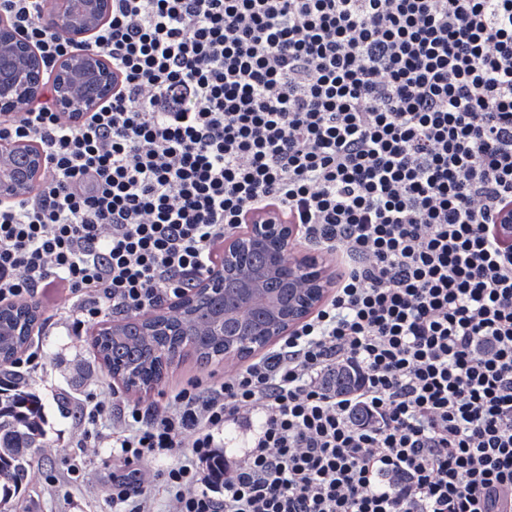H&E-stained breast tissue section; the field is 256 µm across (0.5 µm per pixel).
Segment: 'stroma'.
<instances>
[{
	"instance_id": "1",
	"label": "stroma",
	"mask_w": 512,
	"mask_h": 512,
	"mask_svg": "<svg viewBox=\"0 0 512 512\" xmlns=\"http://www.w3.org/2000/svg\"><path fill=\"white\" fill-rule=\"evenodd\" d=\"M41 344L45 366L31 383L44 405L46 435L39 447L29 451L31 470L26 488L19 493L17 512H112L105 501L112 479V469L105 463L109 451L78 447L69 418V407L86 389L104 393L116 389L129 403L148 404L163 400L177 384L223 368L221 361L202 364L188 354L169 366L151 391L140 394L120 390L97 355L91 335L72 336L59 322L42 335ZM74 467L82 473L75 482L68 475Z\"/></svg>"
}]
</instances>
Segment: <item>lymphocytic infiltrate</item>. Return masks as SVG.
<instances>
[{
	"instance_id": "f902f5d3",
	"label": "lymphocytic infiltrate",
	"mask_w": 512,
	"mask_h": 512,
	"mask_svg": "<svg viewBox=\"0 0 512 512\" xmlns=\"http://www.w3.org/2000/svg\"><path fill=\"white\" fill-rule=\"evenodd\" d=\"M46 0H0L48 63ZM112 97L0 118L47 164L0 204V304L81 335L186 294L266 217L340 257L270 353L161 405L86 396L112 512H496L512 493V0H112ZM354 379L337 393V371ZM251 427L239 459L220 449ZM165 469H156L158 461Z\"/></svg>"
}]
</instances>
